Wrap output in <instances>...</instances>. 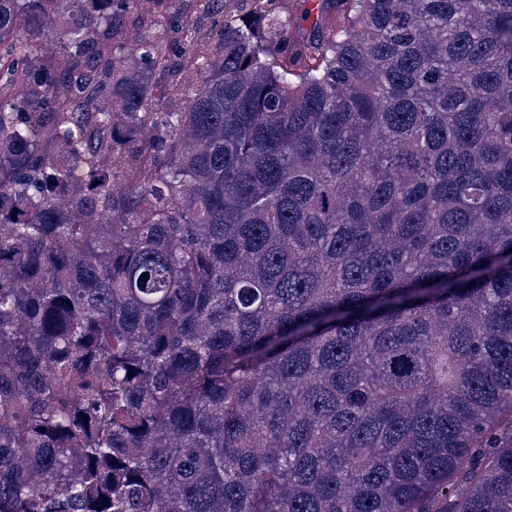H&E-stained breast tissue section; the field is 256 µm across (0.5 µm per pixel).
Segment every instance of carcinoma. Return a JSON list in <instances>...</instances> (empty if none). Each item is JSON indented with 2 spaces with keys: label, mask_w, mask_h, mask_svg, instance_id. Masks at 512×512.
Wrapping results in <instances>:
<instances>
[{
  "label": "carcinoma",
  "mask_w": 512,
  "mask_h": 512,
  "mask_svg": "<svg viewBox=\"0 0 512 512\" xmlns=\"http://www.w3.org/2000/svg\"><path fill=\"white\" fill-rule=\"evenodd\" d=\"M0 0V512H512V0Z\"/></svg>",
  "instance_id": "cac0c4a2"
}]
</instances>
